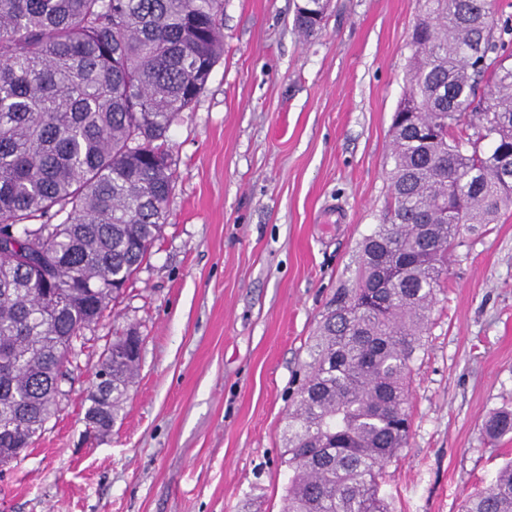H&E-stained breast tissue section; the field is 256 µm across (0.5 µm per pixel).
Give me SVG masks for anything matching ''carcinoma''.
Instances as JSON below:
<instances>
[{
    "instance_id": "carcinoma-1",
    "label": "carcinoma",
    "mask_w": 512,
    "mask_h": 512,
    "mask_svg": "<svg viewBox=\"0 0 512 512\" xmlns=\"http://www.w3.org/2000/svg\"><path fill=\"white\" fill-rule=\"evenodd\" d=\"M224 0H0V230L40 248L43 275L0 252V448H29L56 413L83 330L151 255L169 213L166 148L224 56ZM325 19L297 11L305 35ZM394 121L389 223L359 247L288 413L283 512H389L385 467L411 427L407 385L460 244L512 201V26L484 0H418ZM140 351L112 340L86 430L115 424ZM512 434V409L484 422ZM462 512H512V462Z\"/></svg>"
}]
</instances>
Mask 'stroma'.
Wrapping results in <instances>:
<instances>
[{
	"label": "stroma",
	"instance_id": "stroma-1",
	"mask_svg": "<svg viewBox=\"0 0 512 512\" xmlns=\"http://www.w3.org/2000/svg\"><path fill=\"white\" fill-rule=\"evenodd\" d=\"M224 0V55L170 129L169 222L85 335L58 412L0 466V512H280L288 412L308 346L359 245L388 221L390 127L416 0ZM413 363L391 512H460L512 460L482 430L512 407V208L468 226ZM142 339L112 430L86 435L92 372Z\"/></svg>",
	"mask_w": 512,
	"mask_h": 512
}]
</instances>
